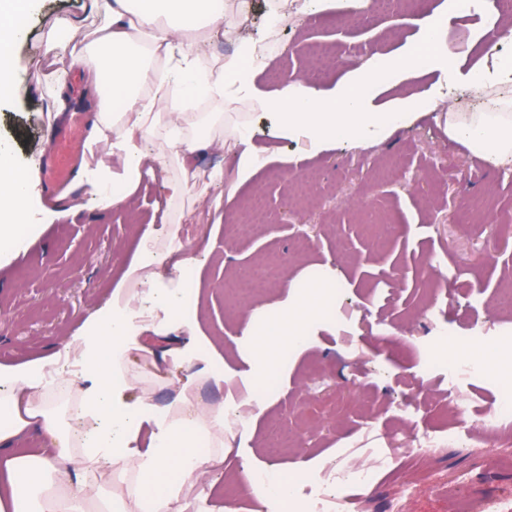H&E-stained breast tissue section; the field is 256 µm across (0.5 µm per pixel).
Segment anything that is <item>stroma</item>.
Returning <instances> with one entry per match:
<instances>
[{"mask_svg": "<svg viewBox=\"0 0 512 512\" xmlns=\"http://www.w3.org/2000/svg\"><path fill=\"white\" fill-rule=\"evenodd\" d=\"M110 0H38L26 34L15 48L18 84L0 100V141L11 144L21 166L40 167L51 123L82 116L87 137L96 112L73 77V110L56 113L54 84L45 66L42 36L56 18L105 15ZM357 0H335L332 9L299 14L271 29L270 0H250L237 21L236 38L269 39V55L256 77L258 89L276 94L268 69L305 74L312 47L334 51L337 63L316 81L335 93L384 61L392 80L364 95L365 111L394 112L400 101L425 100L410 121L358 142L339 137L312 146L304 136L284 138L273 110L249 102L204 101L201 112L246 113L251 147L261 165L239 182L231 151H208L182 171L177 152L163 140L149 147L167 159L166 169L144 174L132 207H97L88 185L67 188L48 201L33 183L29 223L39 231L23 249L0 255V365H16L50 353L77 333L107 301L141 236L164 237L180 225L197 264L198 320L180 330L182 341L210 339L224 375L239 397L256 389L250 380L251 338L246 316L275 314L294 294L289 281L306 272L334 278L336 295L323 319L313 321L301 346L282 350L268 377L272 390L260 404L224 418V460L206 482L186 485L188 512H270L267 481L304 475L309 493L321 491L325 473L367 463L386 436L411 443L422 427L453 431L455 440L431 449L405 472L419 492L408 512H451L448 484L461 472L472 477L476 500L512 501V425L491 435L472 415L450 420L449 408L466 394L474 412L495 404L497 384L469 378L464 385L429 360H448L454 342L473 337V353L512 351V319L492 314L488 303L512 275V166H495L473 145L448 134L449 113L478 111L482 96L469 87L474 67L485 74L488 94L499 92L497 62L512 58V42L497 57L484 54L483 6L458 11L450 0H418L401 15L380 14L371 24L351 20ZM447 19V40L466 36V61L427 66L411 76L399 61L427 41L431 15ZM220 169L224 179L212 181ZM317 175L306 184L303 174ZM186 176L187 193L171 200L169 179ZM234 192L235 206L219 216L212 202ZM263 205L262 226L243 225L253 200ZM431 262L427 285L415 275ZM293 445L266 452L272 429Z\"/></svg>", "mask_w": 512, "mask_h": 512, "instance_id": "35a3bbf8", "label": "stroma"}]
</instances>
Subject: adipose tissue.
Returning <instances> with one entry per match:
<instances>
[{
    "instance_id": "adipose-tissue-1",
    "label": "adipose tissue",
    "mask_w": 512,
    "mask_h": 512,
    "mask_svg": "<svg viewBox=\"0 0 512 512\" xmlns=\"http://www.w3.org/2000/svg\"><path fill=\"white\" fill-rule=\"evenodd\" d=\"M35 0H0V97L15 85L13 48ZM248 0H112L100 27L58 20L47 35L48 47L62 40L70 55L53 70L55 109L71 106L68 79L82 70L96 99L98 125L87 148L101 160L85 171L86 183L102 209L128 205L143 170L165 166V157L145 143L164 135L181 149L191 167L197 153L227 144L240 145L237 169L247 180L260 166L245 145L250 125L225 129L198 112L201 100L256 98L253 79L266 47L242 42L235 55L202 64L191 33L217 35L232 28ZM125 101L120 119L110 117V97ZM278 112L277 131L327 142L339 136L361 137L404 122L402 112H367L356 87L330 97L299 82L285 84L279 96L258 98ZM452 138L483 147L496 165L512 164V116L475 112L452 118ZM120 155L121 171L105 159ZM31 191L27 168L18 166L9 148L0 147V248H17ZM177 270L193 268L196 258L161 250L142 236L103 307L82 331L60 349L36 360L0 368V512H127L122 495L89 483V471L114 470L133 477L137 512H184V484L208 478L210 462L224 449V406L197 402L196 387L205 381L224 384V364L204 343L180 342L173 327H192L199 299L194 288L164 282V262ZM296 295L265 319L252 313L250 352L253 382L277 367L276 351L302 342L311 321L322 318L336 285L299 276ZM187 371L175 398L153 402L155 382ZM43 445L27 447L31 437Z\"/></svg>"
}]
</instances>
